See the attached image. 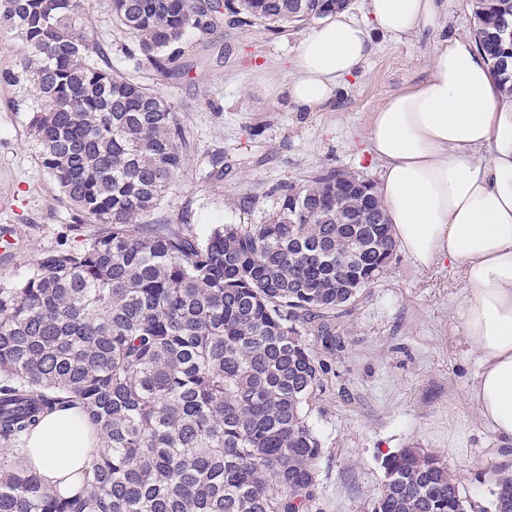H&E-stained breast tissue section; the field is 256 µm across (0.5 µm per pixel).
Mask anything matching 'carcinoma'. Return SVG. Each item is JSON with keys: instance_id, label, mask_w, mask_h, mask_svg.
I'll return each mask as SVG.
<instances>
[{"instance_id": "cac0c4a2", "label": "carcinoma", "mask_w": 512, "mask_h": 512, "mask_svg": "<svg viewBox=\"0 0 512 512\" xmlns=\"http://www.w3.org/2000/svg\"><path fill=\"white\" fill-rule=\"evenodd\" d=\"M473 36L512 92V0H474ZM156 72L177 78L189 36L220 20L301 27L336 0H105ZM0 29L28 47L5 84L31 89L40 168L101 231L0 284V512H311L322 443L306 406L322 390L336 317L396 248L376 194L324 168L273 188L259 224L200 235L143 224L185 163L183 130L158 91L112 69L82 0H0ZM344 209L336 210V193ZM78 405L101 450L62 494L19 448ZM371 512H469L438 455H386ZM493 512H512V473L493 470Z\"/></svg>"}]
</instances>
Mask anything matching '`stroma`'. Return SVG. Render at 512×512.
<instances>
[{
    "label": "stroma",
    "instance_id": "obj_1",
    "mask_svg": "<svg viewBox=\"0 0 512 512\" xmlns=\"http://www.w3.org/2000/svg\"><path fill=\"white\" fill-rule=\"evenodd\" d=\"M90 39L115 70L151 86L173 106L186 160L149 224L203 231L209 224L259 223L276 206L271 190L305 184L322 168L379 180L381 164L367 149L371 112L423 76L432 43L380 36L362 69L316 112L289 102L281 87L301 31L223 23L204 43L188 42L183 77H163L130 59L135 46L104 0H84ZM25 85L0 83V225H14L19 246L0 263V283L24 279L45 253L80 247L97 225L75 224L54 182L40 170V148L28 129ZM224 158V178L211 161ZM460 277L418 268L394 251L384 272L336 320L343 348L324 387L308 406L323 444L316 463L312 512H371L385 454L418 447L447 460L475 512L489 506L493 470L512 471L466 392L479 372L456 321ZM465 430L448 446V415Z\"/></svg>",
    "mask_w": 512,
    "mask_h": 512
}]
</instances>
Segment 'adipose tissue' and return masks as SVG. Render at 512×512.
<instances>
[{"label": "adipose tissue", "instance_id": "adipose-tissue-1", "mask_svg": "<svg viewBox=\"0 0 512 512\" xmlns=\"http://www.w3.org/2000/svg\"><path fill=\"white\" fill-rule=\"evenodd\" d=\"M366 18L327 16L300 40L284 85L302 111L329 103L372 55L375 34L401 42L437 32L425 79L369 118L382 164L376 192L400 249L422 269L463 276L457 320L480 371L467 396L512 447V95L467 37L440 32L442 0H365ZM68 406L27 438L31 465L61 489L91 466L100 435Z\"/></svg>", "mask_w": 512, "mask_h": 512}]
</instances>
